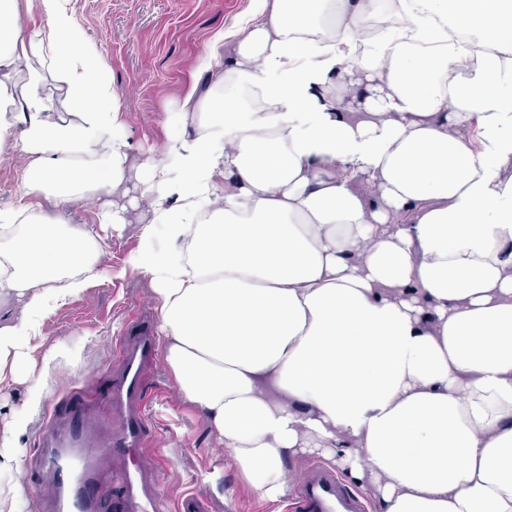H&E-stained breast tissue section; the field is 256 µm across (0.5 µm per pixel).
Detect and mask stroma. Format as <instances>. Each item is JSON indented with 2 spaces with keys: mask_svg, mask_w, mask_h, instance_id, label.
I'll return each mask as SVG.
<instances>
[{
  "mask_svg": "<svg viewBox=\"0 0 512 512\" xmlns=\"http://www.w3.org/2000/svg\"><path fill=\"white\" fill-rule=\"evenodd\" d=\"M68 8L96 43L110 69L125 110V134L135 153L165 158L183 132L169 122L197 82L220 34L249 17L254 0H68ZM21 126L13 112H0V205L18 204L23 172L18 162ZM128 222L102 242L96 277L79 295L67 299L47 318V334L36 350L33 380L0 391V437L7 423L28 419L13 438L10 457L26 490L17 512H45L50 477L40 465L43 430L63 413L73 388L90 378L106 387L114 362L113 342L121 336L157 333L158 318L149 279L131 258L141 247L148 216L129 209ZM151 422L144 453L156 462L169 500L185 491L201 495L208 512H276L239 481L223 447L209 435L195 411L177 395L164 360H157L148 380Z\"/></svg>",
  "mask_w": 512,
  "mask_h": 512,
  "instance_id": "1",
  "label": "stroma"
}]
</instances>
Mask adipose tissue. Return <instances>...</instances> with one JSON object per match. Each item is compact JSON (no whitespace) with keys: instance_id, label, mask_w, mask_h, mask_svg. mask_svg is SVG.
Masks as SVG:
<instances>
[{"instance_id":"1","label":"adipose tissue","mask_w":512,"mask_h":512,"mask_svg":"<svg viewBox=\"0 0 512 512\" xmlns=\"http://www.w3.org/2000/svg\"><path fill=\"white\" fill-rule=\"evenodd\" d=\"M19 2L0 68L30 201L0 206V390L89 286L136 167L164 361L253 492L280 501L316 455L375 512H512V0H399L396 21L257 0L171 113L166 163L133 159L67 0H27L33 26ZM89 199L93 223L62 219Z\"/></svg>"}]
</instances>
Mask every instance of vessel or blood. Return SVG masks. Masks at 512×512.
I'll return each mask as SVG.
<instances>
[{"instance_id":"obj_1","label":"vessel or blood","mask_w":512,"mask_h":512,"mask_svg":"<svg viewBox=\"0 0 512 512\" xmlns=\"http://www.w3.org/2000/svg\"><path fill=\"white\" fill-rule=\"evenodd\" d=\"M156 359L149 336H122L115 343L112 379L107 397L111 416L95 411V385L76 389L75 409L64 420H50L42 437L40 458L52 483L55 512H100L97 492L99 472L108 457L126 463L113 471L112 481L121 491L122 512H207L196 493H183L176 503L167 496L149 467L135 454L143 447L148 423L143 395L144 380ZM299 512H365L358 496L348 491L330 471L317 468L306 479Z\"/></svg>"}]
</instances>
